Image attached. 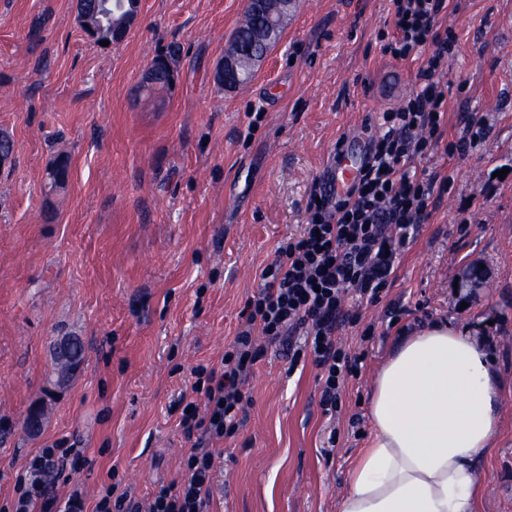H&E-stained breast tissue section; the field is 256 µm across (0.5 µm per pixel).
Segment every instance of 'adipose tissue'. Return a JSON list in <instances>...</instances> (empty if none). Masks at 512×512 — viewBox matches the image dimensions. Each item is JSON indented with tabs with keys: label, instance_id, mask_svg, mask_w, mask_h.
<instances>
[{
	"label": "adipose tissue",
	"instance_id": "adipose-tissue-1",
	"mask_svg": "<svg viewBox=\"0 0 512 512\" xmlns=\"http://www.w3.org/2000/svg\"><path fill=\"white\" fill-rule=\"evenodd\" d=\"M499 406L492 357L468 330L413 329L373 378V433L337 512H479Z\"/></svg>",
	"mask_w": 512,
	"mask_h": 512
}]
</instances>
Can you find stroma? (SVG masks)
I'll use <instances>...</instances> for the list:
<instances>
[{"label":"stroma","instance_id":"35a3bbf8","mask_svg":"<svg viewBox=\"0 0 512 512\" xmlns=\"http://www.w3.org/2000/svg\"><path fill=\"white\" fill-rule=\"evenodd\" d=\"M450 3L439 19L458 37L442 73L444 145L417 164L443 191L381 299L362 301L339 332L363 367L342 388L336 446L323 445L319 369L289 370L269 349L245 422L213 445L209 512H337L372 431L373 377L401 336L442 319L496 362L480 512H512V0ZM246 8L143 0L126 39L104 48L79 27L74 0H0V130L14 141L0 173V512L51 445L82 449L54 490L81 485L91 504L115 482L144 499L176 477L191 447L178 400L194 368L220 361L261 269L306 223L337 141L376 136L378 114L400 105L423 66L384 53L390 0H299L253 80L227 89L214 73ZM159 55L176 59L173 89L161 103L135 97ZM472 119L484 133L450 151ZM61 153L68 182L51 193ZM473 264L485 283L469 296L453 284ZM61 336L85 346L64 386ZM42 403L49 420L29 434L25 417Z\"/></svg>","mask_w":512,"mask_h":512}]
</instances>
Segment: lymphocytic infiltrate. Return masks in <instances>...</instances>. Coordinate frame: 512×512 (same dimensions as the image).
<instances>
[{
  "instance_id": "obj_1",
  "label": "lymphocytic infiltrate",
  "mask_w": 512,
  "mask_h": 512,
  "mask_svg": "<svg viewBox=\"0 0 512 512\" xmlns=\"http://www.w3.org/2000/svg\"><path fill=\"white\" fill-rule=\"evenodd\" d=\"M393 36L385 51L398 60L427 52L415 89L396 108L381 113L371 161L346 193L314 189L301 233L279 246L260 271L261 284L241 311L242 323L219 364L200 366L179 424L192 446L178 478L158 486L146 501L130 492L106 491L87 505L81 491L66 499L52 492L50 475L71 464L72 449L45 448L18 479L11 512H208L213 498L210 444L232 436L252 404L245 386L272 345L291 366L311 359L322 372L319 406L335 417L346 377L362 369L360 356L336 336L359 314L348 296L379 299L395 272V254L435 207L437 178L416 162L437 149L447 123L448 87L440 75L456 40L439 17L447 0H391Z\"/></svg>"
}]
</instances>
